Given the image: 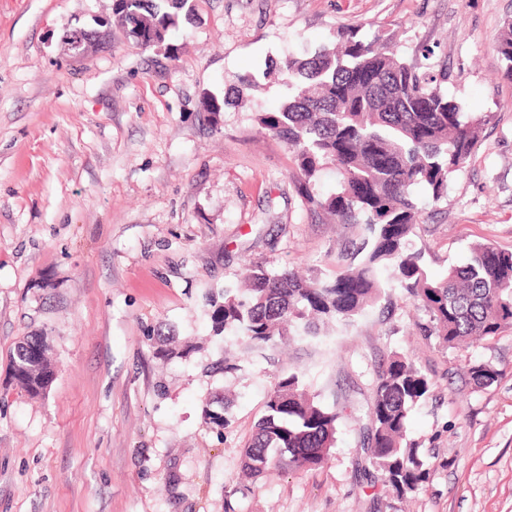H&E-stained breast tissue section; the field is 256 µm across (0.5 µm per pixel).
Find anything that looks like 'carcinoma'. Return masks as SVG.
Here are the masks:
<instances>
[{"mask_svg": "<svg viewBox=\"0 0 512 512\" xmlns=\"http://www.w3.org/2000/svg\"><path fill=\"white\" fill-rule=\"evenodd\" d=\"M189 2L113 0V17L127 25L134 47L170 52L166 42L181 19H190ZM496 50L504 63L502 77L512 81V20L504 22ZM275 69L292 94L277 111L259 114V125L288 144L305 198L341 224L364 225L367 237L358 261L328 278L249 265L244 287L207 297L212 335L240 336L248 352L283 338L289 327L317 338L330 323H354L390 283L422 304L431 334L446 348L494 337L512 325V251L477 244L469 262L437 279L409 243L418 219L413 189L425 186L436 199L446 192L452 174L471 155L482 119L466 116L435 76L418 72L388 43L368 41L355 28L338 30L333 47L306 58L287 57ZM242 98L243 90L231 84L223 98L207 100V111L215 115ZM328 165L337 170L338 186L319 201L311 185ZM23 357L50 362L43 338H24L10 362ZM52 375L19 371L13 377L25 388L43 389ZM469 375L479 387L502 377L485 363L472 365ZM429 387L428 378L403 355H392L378 370L367 408V453L385 491L397 497L417 491L426 479L427 460L408 439V415ZM343 414L311 398L296 375L279 379L244 448L245 474L256 478L322 466Z\"/></svg>", "mask_w": 512, "mask_h": 512, "instance_id": "obj_1", "label": "carcinoma"}]
</instances>
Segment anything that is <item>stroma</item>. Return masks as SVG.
Returning a JSON list of instances; mask_svg holds the SVG:
<instances>
[{
  "label": "stroma",
  "instance_id": "1",
  "mask_svg": "<svg viewBox=\"0 0 512 512\" xmlns=\"http://www.w3.org/2000/svg\"><path fill=\"white\" fill-rule=\"evenodd\" d=\"M173 52L123 28L81 57L64 30L98 28L113 0H0V512H512V326L462 349L424 335L398 288L352 325L247 355L210 335L208 292L246 267L322 278L360 242L299 191L288 145L257 116L286 102L271 63L332 45L344 27L388 40L481 118L448 190L414 197L412 250L432 274L474 243L512 250V82L496 50L512 0H193ZM256 87L211 115L236 78ZM45 337L46 395L11 380L16 344ZM409 357L430 389L408 438L428 461L418 491L383 492L363 450L379 367ZM237 361L232 373L216 364ZM502 373L491 386L469 364ZM343 409L319 468L241 475L279 378ZM223 394L227 423H206Z\"/></svg>",
  "mask_w": 512,
  "mask_h": 512
}]
</instances>
